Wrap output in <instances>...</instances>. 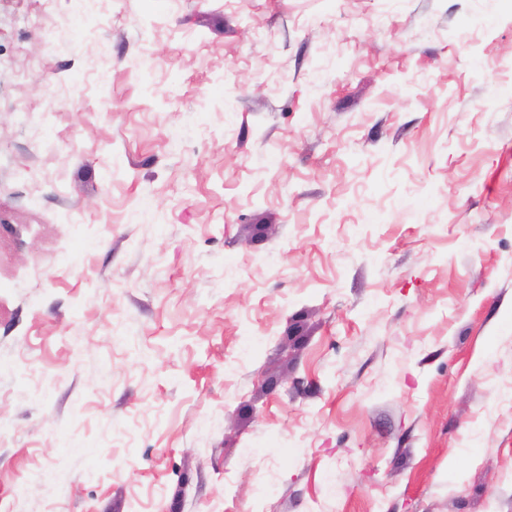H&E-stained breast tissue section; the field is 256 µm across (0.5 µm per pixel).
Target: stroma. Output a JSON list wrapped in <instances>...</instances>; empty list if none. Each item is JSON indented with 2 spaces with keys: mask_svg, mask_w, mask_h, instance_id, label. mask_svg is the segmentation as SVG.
I'll use <instances>...</instances> for the list:
<instances>
[{
  "mask_svg": "<svg viewBox=\"0 0 512 512\" xmlns=\"http://www.w3.org/2000/svg\"><path fill=\"white\" fill-rule=\"evenodd\" d=\"M0 512H512V0H0Z\"/></svg>",
  "mask_w": 512,
  "mask_h": 512,
  "instance_id": "obj_1",
  "label": "stroma"
}]
</instances>
